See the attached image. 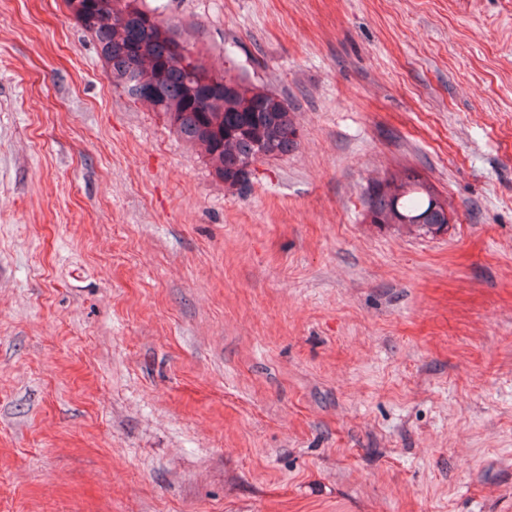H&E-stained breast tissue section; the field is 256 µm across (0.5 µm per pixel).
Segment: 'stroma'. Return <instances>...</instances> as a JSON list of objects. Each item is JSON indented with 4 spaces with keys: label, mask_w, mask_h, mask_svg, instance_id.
<instances>
[{
    "label": "stroma",
    "mask_w": 512,
    "mask_h": 512,
    "mask_svg": "<svg viewBox=\"0 0 512 512\" xmlns=\"http://www.w3.org/2000/svg\"><path fill=\"white\" fill-rule=\"evenodd\" d=\"M143 5L298 145L227 189L0 0V512H512V0ZM404 171L403 176L395 174L385 178L395 185L393 191L376 190L371 184L367 187V213L373 215V224H403L406 220H422L424 225L434 224L430 227L431 233H440L447 227L444 214L435 209L429 193L408 188L415 177L410 170Z\"/></svg>",
    "instance_id": "1"
}]
</instances>
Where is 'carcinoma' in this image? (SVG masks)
<instances>
[{"instance_id": "obj_1", "label": "carcinoma", "mask_w": 512, "mask_h": 512, "mask_svg": "<svg viewBox=\"0 0 512 512\" xmlns=\"http://www.w3.org/2000/svg\"><path fill=\"white\" fill-rule=\"evenodd\" d=\"M68 15L93 38L112 84L134 101L175 118L176 134L201 148L229 189L249 186L250 166L260 158L287 154L296 145L288 102L237 76L224 75V87L214 89L202 66L188 69L165 57L173 42L189 45L180 27L157 19L138 0H62ZM157 80L159 91L141 97L136 84ZM413 172L390 176L392 191L366 189L367 212L375 224L421 220L443 224L429 193L411 187Z\"/></svg>"}]
</instances>
